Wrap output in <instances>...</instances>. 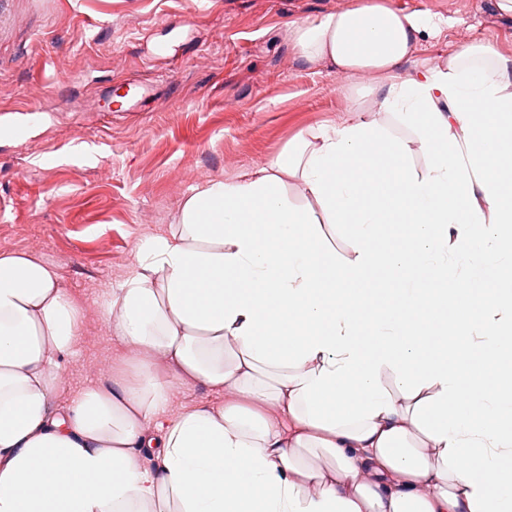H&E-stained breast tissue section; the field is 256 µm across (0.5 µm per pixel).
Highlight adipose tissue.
<instances>
[{
  "instance_id": "ef3b65f1",
  "label": "adipose tissue",
  "mask_w": 512,
  "mask_h": 512,
  "mask_svg": "<svg viewBox=\"0 0 512 512\" xmlns=\"http://www.w3.org/2000/svg\"><path fill=\"white\" fill-rule=\"evenodd\" d=\"M448 24L389 0L293 21L348 118L136 249L100 304L127 362L63 408L84 309L53 265L0 254V512H512V395L481 372L512 346V290L456 264L512 267V58L473 41L402 76ZM198 383L223 403L169 418ZM326 245L339 256H347L352 250V239L347 227L341 224H326L323 228Z\"/></svg>"
}]
</instances>
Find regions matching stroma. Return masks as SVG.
Masks as SVG:
<instances>
[{
	"mask_svg": "<svg viewBox=\"0 0 512 512\" xmlns=\"http://www.w3.org/2000/svg\"><path fill=\"white\" fill-rule=\"evenodd\" d=\"M390 2L457 20L403 74L468 41L512 57V15L494 0ZM356 3L16 0V22L0 33V117L20 121L25 138L0 140V253L52 264L85 310L66 389L105 381L127 355L101 300L126 280L138 245L169 234L187 197L345 118L343 79L304 64L288 27Z\"/></svg>",
	"mask_w": 512,
	"mask_h": 512,
	"instance_id": "stroma-1",
	"label": "stroma"
}]
</instances>
